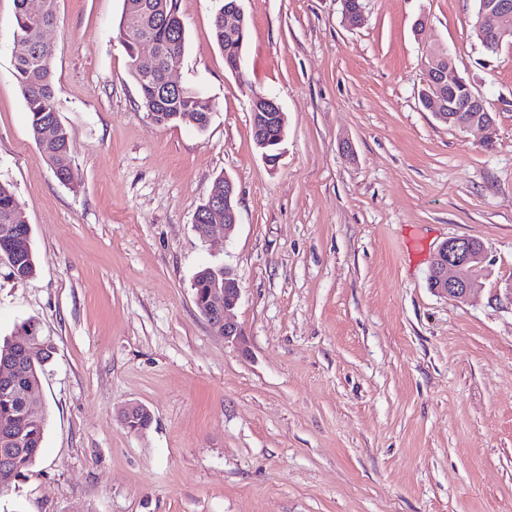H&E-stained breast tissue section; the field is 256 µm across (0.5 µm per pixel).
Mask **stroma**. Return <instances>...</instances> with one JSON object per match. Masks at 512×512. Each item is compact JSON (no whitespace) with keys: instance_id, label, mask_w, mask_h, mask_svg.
Segmentation results:
<instances>
[{"instance_id":"1","label":"stroma","mask_w":512,"mask_h":512,"mask_svg":"<svg viewBox=\"0 0 512 512\" xmlns=\"http://www.w3.org/2000/svg\"><path fill=\"white\" fill-rule=\"evenodd\" d=\"M242 7L235 76L214 0H177L173 77L211 100L200 130L141 108L124 0H58L65 184L31 134L0 0V183L35 256L24 281L0 262V342L31 321L53 348L43 448L0 512H512V44L485 52L475 0H363L355 28L341 0ZM432 47L494 113L493 142L422 107ZM256 92L287 118L273 168ZM221 176L238 222L203 237L194 215ZM454 237L487 252L470 303L429 285ZM206 267L239 278L246 350L196 306ZM131 403L146 430L123 425Z\"/></svg>"}]
</instances>
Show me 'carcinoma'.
<instances>
[{"mask_svg": "<svg viewBox=\"0 0 512 512\" xmlns=\"http://www.w3.org/2000/svg\"><path fill=\"white\" fill-rule=\"evenodd\" d=\"M54 9L41 20H32L26 10V0H15V32L25 37L31 51L17 58L15 65L20 92L30 115L33 138L41 152L55 166V174L65 173L70 168V147L67 130L54 137L42 136L44 126L59 121L56 95L52 83L53 54L42 46V28L53 24L56 18L57 0H50ZM176 0H166L163 9H157V0H124V11L120 28L130 40L125 49L130 58V75L135 82L140 106L154 113L157 123H182L195 127L205 126L213 110L210 100L184 87L180 92H169L164 87L169 62L181 57L186 44L184 26L176 19ZM149 41L159 53L157 67L146 74L137 67L136 48L139 41ZM19 203L12 189L0 183V252L7 248L3 225H9L14 236L30 237L27 224L18 221ZM14 279L24 281L35 272V259L31 245H26L22 255L14 262ZM224 268H205L193 280L194 293L204 296L207 288L223 284ZM38 340L41 347L34 350L26 345L25 337ZM50 346L39 336L35 325L23 324L17 335L0 345V368L11 371L21 388L39 385L40 373L49 358ZM45 419L38 416L24 420L11 401L0 398V448L4 440L18 438L22 452L0 456V490L11 485L23 470L32 465L42 448Z\"/></svg>", "mask_w": 512, "mask_h": 512, "instance_id": "obj_1", "label": "carcinoma"}]
</instances>
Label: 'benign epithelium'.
<instances>
[{"label": "benign epithelium", "mask_w": 512, "mask_h": 512, "mask_svg": "<svg viewBox=\"0 0 512 512\" xmlns=\"http://www.w3.org/2000/svg\"><path fill=\"white\" fill-rule=\"evenodd\" d=\"M242 0H224V11L218 17L224 18V34L231 38L240 36L244 30L245 14ZM512 18V0H482L474 28L482 46L495 50L509 37L512 28L508 20ZM433 59H442L447 67L439 68L432 74L428 95L429 110L441 112L448 107V122L457 123L463 112H483L485 116L474 118L464 123L466 127H478L486 132V141H492L495 121L485 101L470 90L467 81L459 75L452 57L440 52ZM252 122L255 131L260 132L277 120H284V113L276 100L257 95L251 100ZM209 224L205 225L202 235L207 237L215 229L226 231L234 229L237 223V206L234 187L230 180H224V189H216L210 195L208 214ZM485 250L482 243L472 238H453L444 243L434 258V275L432 287L441 294L456 301L469 300L475 288V281L485 271ZM241 294L237 275L230 269H224L223 286L209 289L205 299L199 303V311L224 340L245 349L244 333L240 325L234 321L230 312L239 301ZM11 375L8 370L0 371V394L13 401L21 412L30 415L34 400L30 393L10 385Z\"/></svg>", "instance_id": "obj_1"}]
</instances>
